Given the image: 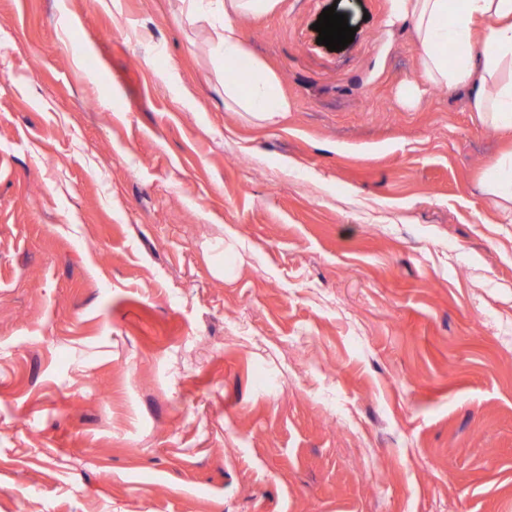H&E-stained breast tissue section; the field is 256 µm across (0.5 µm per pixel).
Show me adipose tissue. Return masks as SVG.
<instances>
[{
	"label": "adipose tissue",
	"mask_w": 512,
	"mask_h": 512,
	"mask_svg": "<svg viewBox=\"0 0 512 512\" xmlns=\"http://www.w3.org/2000/svg\"><path fill=\"white\" fill-rule=\"evenodd\" d=\"M278 3L224 0L226 22L216 31L212 49L225 68H232L244 53L233 17L270 11ZM388 21L410 24L413 30L422 82L407 86L408 101H417L425 86L461 88L467 90L470 109L484 126L512 135V79L503 77L504 72H512V0H464L453 14L448 11V0H391ZM448 41L455 44L456 57L442 51V43ZM254 68L260 76L247 88L225 82L224 100L261 123H275L288 110V100L277 95L274 74L259 62ZM481 187L512 217V152L492 163Z\"/></svg>",
	"instance_id": "obj_1"
}]
</instances>
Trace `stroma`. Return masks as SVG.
<instances>
[{"instance_id": "1", "label": "stroma", "mask_w": 512, "mask_h": 512, "mask_svg": "<svg viewBox=\"0 0 512 512\" xmlns=\"http://www.w3.org/2000/svg\"><path fill=\"white\" fill-rule=\"evenodd\" d=\"M0 0V512H512L498 134L389 0ZM280 0H224V27L215 31L212 41L214 55L224 60V72L231 68L244 54L239 29L231 22V17H244L259 11H272ZM243 61H239L234 77L241 81H248L247 66L242 68ZM259 78L250 82L246 90L233 82L224 81V103L237 107L238 112H249L259 122L275 123L281 112H288V99L276 94V77L267 72L261 62L254 60Z\"/></svg>"}]
</instances>
